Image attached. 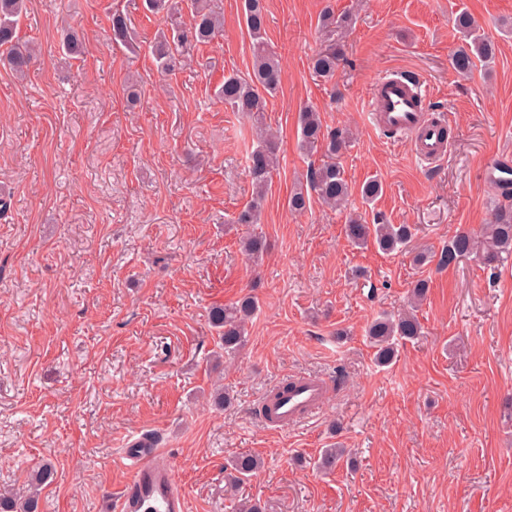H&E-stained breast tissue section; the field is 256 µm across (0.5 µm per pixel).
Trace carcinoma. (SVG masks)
Listing matches in <instances>:
<instances>
[{
  "label": "carcinoma",
  "instance_id": "obj_1",
  "mask_svg": "<svg viewBox=\"0 0 512 512\" xmlns=\"http://www.w3.org/2000/svg\"><path fill=\"white\" fill-rule=\"evenodd\" d=\"M28 0H0V65L18 77L25 76L33 63V49L22 43L18 37L21 20L27 13ZM192 21L187 27L174 26L172 35L161 38L152 49L155 63L163 72L171 71L178 57L190 47L212 41L223 26V16L213 10L208 0H190ZM244 22L252 45V68L246 75L230 74L217 91V96L233 112H240L255 121L258 130L256 142L247 157V171L256 189L255 201L242 210L239 224H256L259 221V204L263 199L273 171L278 167V143L263 130V112L266 99L274 96L280 83L281 66L278 56L266 39L267 14L264 0H244ZM457 28L463 34L464 45L452 57V67L459 74L469 72L474 61L489 62L495 57L496 45L480 33L478 25L466 13L456 19ZM112 44L133 47L131 20L126 14L116 11L111 18ZM63 51L70 55L79 54L83 48L82 35L77 30H68L61 42ZM342 60V55L330 46L317 52L311 58L315 76L332 78ZM300 146L304 150L321 149L326 160L310 171V188L318 199L331 208L344 206L351 196V190L344 177V171L336 162V156L346 145L345 136L339 131L324 128L320 113L313 107H306L299 115ZM310 203L309 194L298 187L288 197L292 211H303ZM345 233L350 242L358 247L373 242L385 254H396L409 248L414 233L408 224H388L381 215H374L367 222L359 214H349ZM512 254V204L496 206L486 224L484 240L480 241L469 232L454 235L448 246L441 252L438 265L448 266L463 256H475L486 267L496 268ZM428 281H416L410 293L409 309L398 314L383 313L368 325L366 335L374 348L377 363L387 365L397 356L400 341H415L423 336V327L416 315V309L424 300ZM259 301L253 295L244 296L231 306L217 307L210 311V320L217 330L219 351L215 356L231 358L247 342V324L256 312ZM345 449L334 447L324 450L319 467L331 470L343 457ZM261 467V460L250 454L233 458L224 466L225 480L236 486L255 475ZM52 476V466L45 464L30 472L28 476L29 495L17 498L0 493V512H35L40 489Z\"/></svg>",
  "mask_w": 512,
  "mask_h": 512
}]
</instances>
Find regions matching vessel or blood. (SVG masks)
I'll return each instance as SVG.
<instances>
[{"mask_svg":"<svg viewBox=\"0 0 512 512\" xmlns=\"http://www.w3.org/2000/svg\"><path fill=\"white\" fill-rule=\"evenodd\" d=\"M428 99L423 83H408L402 74L379 76L368 99L371 126L406 135L421 163L441 161L451 144L445 121L430 113ZM326 395L321 378L292 375L280 397L270 402L263 422L275 430L303 424L321 411ZM123 457L129 478L114 503L115 512H187V499L171 463L152 438L142 435L128 440Z\"/></svg>","mask_w":512,"mask_h":512,"instance_id":"vessel-or-blood-1","label":"vessel or blood"}]
</instances>
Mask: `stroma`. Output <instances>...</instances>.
Masks as SVG:
<instances>
[{"instance_id":"obj_1","label":"stroma","mask_w":512,"mask_h":512,"mask_svg":"<svg viewBox=\"0 0 512 512\" xmlns=\"http://www.w3.org/2000/svg\"><path fill=\"white\" fill-rule=\"evenodd\" d=\"M213 4L221 35L162 73L150 47L171 20L143 0H31L20 35L37 59L22 80L0 68V195L11 199L0 213V488L26 495L28 471L49 461L38 512H114L128 479L120 449L141 432L168 451L188 512H236L243 495L263 512H512V258L493 271L472 256L444 269L413 261L479 232L500 201L477 171L512 160V0H265L281 75L264 124L279 166L257 224L236 221L253 199L252 123L216 95L225 75L250 70L251 42L242 0ZM327 9L345 29L321 30ZM117 10L136 50L112 43ZM462 13L496 44L493 63L464 77L451 64ZM71 28L85 38L76 58L60 47ZM332 44L343 59L326 81L310 60ZM387 71L429 88L448 119L445 159L424 166L408 139L370 126L368 93ZM309 105L348 134L342 211L315 197L288 207L323 161L298 147ZM373 179V211L416 226L409 251L347 240ZM254 235L268 244L256 262L242 251ZM419 279L424 335L378 366L366 328L405 309ZM248 293L260 305L248 341L214 365L210 311ZM296 373L336 388L314 420L266 429L256 405ZM217 381L230 406L213 405ZM337 443L346 455L319 470ZM239 454L263 466L237 494L224 465Z\"/></svg>"}]
</instances>
